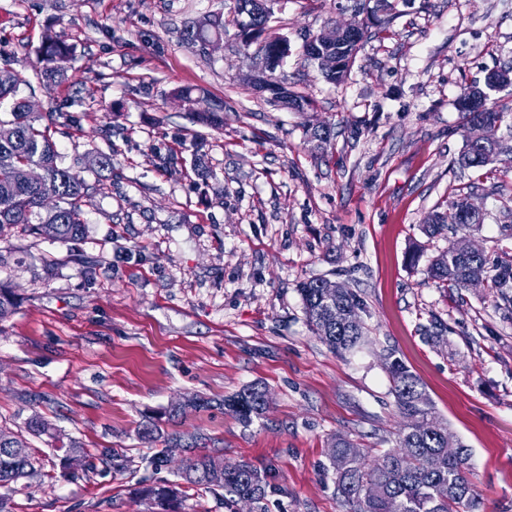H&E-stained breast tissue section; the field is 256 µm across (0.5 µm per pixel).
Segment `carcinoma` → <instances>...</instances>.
I'll return each mask as SVG.
<instances>
[{
	"instance_id": "1",
	"label": "carcinoma",
	"mask_w": 512,
	"mask_h": 512,
	"mask_svg": "<svg viewBox=\"0 0 512 512\" xmlns=\"http://www.w3.org/2000/svg\"><path fill=\"white\" fill-rule=\"evenodd\" d=\"M250 0H234L233 23L238 37L246 46L253 44L246 36L245 26L260 33L267 32L272 14L250 8ZM225 22L205 15L190 25L184 39L194 45L224 39ZM361 46L348 44L341 50L342 68L325 77L341 83L346 77ZM42 82L56 84L66 79L71 49L58 36L47 35L41 49ZM259 56L270 62L258 85L270 92L276 103H297L310 107L303 96L289 92L277 75V69L288 56V39L265 37ZM23 79L15 71H0V103L8 100V118H0V234L14 224H29L34 233H45L58 240L83 236V206L97 190L82 171L64 165L56 150L50 127L41 123V116L26 107L18 96ZM464 130L475 124L489 128L501 125L504 113L490 97V89L474 82L463 88L457 102ZM504 151L500 140L494 145L472 146L465 143L457 163L463 168H479L491 163ZM27 168L40 170V180L31 183L22 176ZM54 205L47 208V198ZM469 198L449 202L448 212L433 211L424 220L426 232L439 234L451 229L455 239L448 250L429 266L430 276L454 288H465L474 277L486 282L493 297L503 305L512 304L506 292L512 282V263L490 267L483 253L468 248L470 237L480 230L483 221L474 222L467 214ZM324 279L302 283V296L307 320L325 343L337 353L355 348L366 335L359 317L361 301L347 288L338 289L336 299L325 300ZM391 393L407 422L400 428L397 448L378 458L369 459L368 452L349 438L338 435L332 441L331 464L336 472V485L342 505L348 512H461L473 508V493L468 479L469 452L466 445L453 441L448 426L436 413L420 380L403 361L395 358L387 366ZM265 391L249 386L223 401V406L239 421L249 423L267 409ZM50 424L37 416L24 422L23 428L12 431L0 428V512H7L4 493L12 484L29 477L35 470L36 457L29 451L27 436L50 433ZM180 477L193 486L213 493L219 491L234 497H250L256 501L265 495L267 474L248 461L224 466V460L199 453L183 464ZM180 484L148 486L144 493L152 512H174Z\"/></svg>"
}]
</instances>
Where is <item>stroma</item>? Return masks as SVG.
<instances>
[{
    "label": "stroma",
    "instance_id": "obj_1",
    "mask_svg": "<svg viewBox=\"0 0 512 512\" xmlns=\"http://www.w3.org/2000/svg\"><path fill=\"white\" fill-rule=\"evenodd\" d=\"M352 3L273 6L272 32L289 46L279 74L312 101L306 115L256 90L257 49L240 42L228 0H0V70L21 72L39 111L54 112L64 163L112 158L80 239L21 224L0 238V286L16 299L0 322V426L40 416L86 453L65 477L53 439L31 438L40 471L15 484L8 512H149L143 488L176 482L190 455L164 436L195 431L225 464L266 471V497L190 487L177 512H343L328 443L395 447L391 355L469 448L476 512H512V308L494 306L489 288L432 279L451 235L423 229L429 212L470 197L484 213L475 244L512 263V87L495 94L508 153L456 164L462 88L512 64V0H368L376 19L334 84L304 44L363 22ZM208 14L228 26L222 49L205 53L182 31ZM50 33L73 60L47 89L38 49ZM184 87L199 109L223 106V127L196 121ZM310 116L334 131L323 148L307 139ZM318 278L362 302L368 335L349 352L307 321L299 288ZM249 386L268 406L246 426L218 402ZM198 397L215 407H192ZM144 424L159 440L141 439ZM164 447L167 465H154Z\"/></svg>",
    "mask_w": 512,
    "mask_h": 512
}]
</instances>
